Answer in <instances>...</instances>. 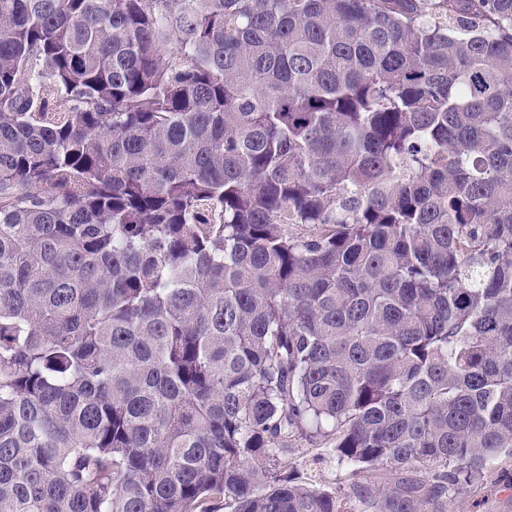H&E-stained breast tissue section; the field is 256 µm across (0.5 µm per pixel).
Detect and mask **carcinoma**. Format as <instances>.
I'll return each instance as SVG.
<instances>
[{"label": "carcinoma", "instance_id": "1", "mask_svg": "<svg viewBox=\"0 0 512 512\" xmlns=\"http://www.w3.org/2000/svg\"><path fill=\"white\" fill-rule=\"evenodd\" d=\"M506 459L512 0H0V512H455ZM284 461L288 470L297 471L303 481L323 490L342 496L349 484L347 469L337 464L329 444L324 442L311 445L297 439Z\"/></svg>", "mask_w": 512, "mask_h": 512}]
</instances>
